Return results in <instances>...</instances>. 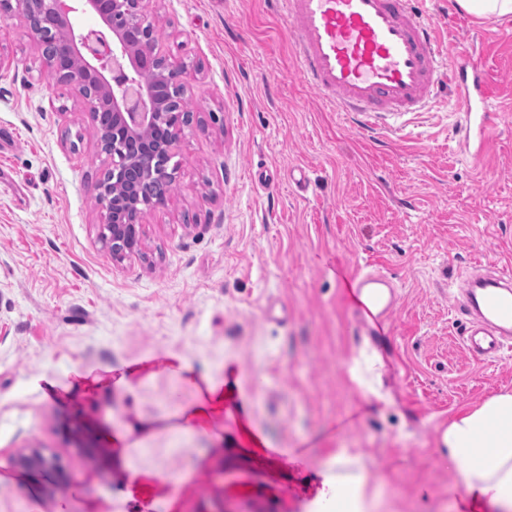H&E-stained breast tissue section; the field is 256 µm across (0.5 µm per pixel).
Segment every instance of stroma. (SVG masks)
Wrapping results in <instances>:
<instances>
[{
    "label": "stroma",
    "mask_w": 512,
    "mask_h": 512,
    "mask_svg": "<svg viewBox=\"0 0 512 512\" xmlns=\"http://www.w3.org/2000/svg\"><path fill=\"white\" fill-rule=\"evenodd\" d=\"M454 2L413 6L447 58L486 70L476 158L450 91L372 132L323 101L272 0H150L201 125L121 263L95 202L110 161L22 19L0 21V512H315L307 486L342 453L377 512H455L438 429L512 392V349L490 365L464 350L458 288L474 262L512 270V15ZM341 267L393 285L383 326L355 317ZM364 352L376 396L350 378ZM181 363L232 383L262 446L242 452L234 412L184 429ZM32 448L66 483L13 465Z\"/></svg>",
    "instance_id": "1"
}]
</instances>
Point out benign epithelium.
I'll return each instance as SVG.
<instances>
[{"instance_id":"1","label":"benign epithelium","mask_w":512,"mask_h":512,"mask_svg":"<svg viewBox=\"0 0 512 512\" xmlns=\"http://www.w3.org/2000/svg\"><path fill=\"white\" fill-rule=\"evenodd\" d=\"M90 12L99 29L77 18ZM20 16L36 40L42 67L82 99L97 131V147L111 166L97 185L101 240L117 261L141 251L145 215L164 207L170 193L144 196L141 184L176 179L171 160L194 132V114L171 104L163 88L185 89L187 68L158 50L157 27L145 0H0V19ZM24 469H55L53 456L35 449L15 457Z\"/></svg>"}]
</instances>
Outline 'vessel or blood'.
<instances>
[{
    "mask_svg": "<svg viewBox=\"0 0 512 512\" xmlns=\"http://www.w3.org/2000/svg\"><path fill=\"white\" fill-rule=\"evenodd\" d=\"M293 39L297 71L306 84L338 111L362 116L423 112L441 87H449L472 133L475 153L487 143L490 86L484 67L440 54V30L409 0H278ZM374 274L344 279L351 304L362 315L385 319L391 302L366 304L364 288ZM462 312L470 322L462 343L476 361H497L512 338V276L473 275L462 282Z\"/></svg>",
    "mask_w": 512,
    "mask_h": 512,
    "instance_id": "b4317fda",
    "label": "vessel or blood"
}]
</instances>
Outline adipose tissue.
Masks as SVG:
<instances>
[{
	"instance_id": "adipose-tissue-1",
	"label": "adipose tissue",
	"mask_w": 512,
	"mask_h": 512,
	"mask_svg": "<svg viewBox=\"0 0 512 512\" xmlns=\"http://www.w3.org/2000/svg\"><path fill=\"white\" fill-rule=\"evenodd\" d=\"M437 447L458 471L462 512H512V393L461 409L441 425ZM321 477L319 512H371L376 489L357 459L337 455Z\"/></svg>"
}]
</instances>
